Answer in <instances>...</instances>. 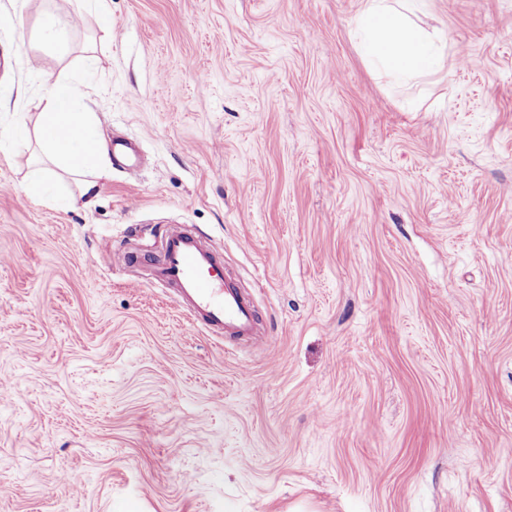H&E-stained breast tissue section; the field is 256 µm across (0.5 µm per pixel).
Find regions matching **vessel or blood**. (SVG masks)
Here are the masks:
<instances>
[{
    "mask_svg": "<svg viewBox=\"0 0 512 512\" xmlns=\"http://www.w3.org/2000/svg\"><path fill=\"white\" fill-rule=\"evenodd\" d=\"M162 248L158 262L143 250L115 251L114 262L127 268L156 266L158 284L173 288L179 307L205 333L234 339L252 335L257 318L254 301L225 276L220 253L203 249L189 230L165 234Z\"/></svg>",
    "mask_w": 512,
    "mask_h": 512,
    "instance_id": "b4317fda",
    "label": "vessel or blood"
}]
</instances>
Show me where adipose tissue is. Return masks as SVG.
<instances>
[{"mask_svg": "<svg viewBox=\"0 0 512 512\" xmlns=\"http://www.w3.org/2000/svg\"><path fill=\"white\" fill-rule=\"evenodd\" d=\"M409 7H395L390 0H365L359 23L366 33L362 44L386 71L417 75L440 63L435 38L424 27L411 22ZM42 110L33 128L41 152L50 166L35 164L25 175L30 194L55 200L62 175L80 178L82 196L95 197L110 163L103 150L99 129L84 106L79 84L55 80L41 97Z\"/></svg>", "mask_w": 512, "mask_h": 512, "instance_id": "ef3b65f1", "label": "adipose tissue"}]
</instances>
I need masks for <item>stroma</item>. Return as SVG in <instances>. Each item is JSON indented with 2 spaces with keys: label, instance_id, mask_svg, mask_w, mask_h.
Wrapping results in <instances>:
<instances>
[{
  "label": "stroma",
  "instance_id": "obj_1",
  "mask_svg": "<svg viewBox=\"0 0 512 512\" xmlns=\"http://www.w3.org/2000/svg\"><path fill=\"white\" fill-rule=\"evenodd\" d=\"M108 6L0 0V512H512V0H418L406 81L364 0ZM59 78L143 158L64 208L13 137ZM176 225L265 348L113 264ZM392 0H366L359 24L366 33L362 47L386 71L414 76L440 63L435 38L424 27L411 22L406 2L397 9ZM70 26H72L70 20L48 15L41 24L40 38L45 42L59 41Z\"/></svg>",
  "mask_w": 512,
  "mask_h": 512
}]
</instances>
